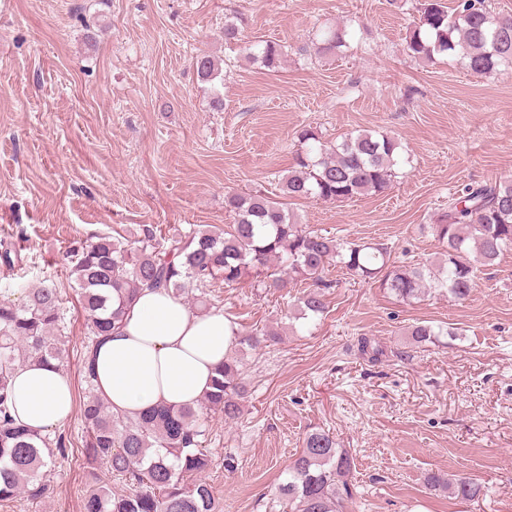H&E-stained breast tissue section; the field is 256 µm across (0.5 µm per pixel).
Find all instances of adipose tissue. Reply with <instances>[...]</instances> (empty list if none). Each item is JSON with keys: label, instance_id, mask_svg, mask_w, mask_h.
<instances>
[{"label": "adipose tissue", "instance_id": "adipose-tissue-1", "mask_svg": "<svg viewBox=\"0 0 512 512\" xmlns=\"http://www.w3.org/2000/svg\"><path fill=\"white\" fill-rule=\"evenodd\" d=\"M233 326L222 312H190L162 289L141 290L122 327L99 346L95 384L113 412L137 417L161 403L196 405L231 349ZM13 417L34 432L64 426L74 393L58 367L31 362L11 381Z\"/></svg>", "mask_w": 512, "mask_h": 512}]
</instances>
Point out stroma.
<instances>
[{
	"mask_svg": "<svg viewBox=\"0 0 512 512\" xmlns=\"http://www.w3.org/2000/svg\"><path fill=\"white\" fill-rule=\"evenodd\" d=\"M417 0H0V296L40 282L62 291L75 402L86 321L69 277L75 250L96 236L146 226L168 239L223 228L229 192L279 198L297 135L327 145L361 130L401 143L390 188L344 202L292 199L298 223L382 243L397 264L423 263L442 246L430 226L462 185L512 179V66L487 75L458 59L424 64L406 38ZM283 45L274 68L224 40V21ZM354 36L329 58L311 39L326 26ZM219 61L223 111L191 61ZM301 289L274 294L218 288L213 309L245 330H277L278 344L244 353L247 394L235 422L213 415L202 446L219 512H270L307 433L325 430L355 463L352 512H512V250L471 296L431 294L407 304L377 284L343 278L328 309L296 320ZM446 336L400 359L406 327ZM380 342L379 362L358 350ZM65 447L43 470L50 491L0 512H81L88 489L85 426L73 413L50 430ZM484 485L462 501L427 489L426 473Z\"/></svg>",
	"mask_w": 512,
	"mask_h": 512,
	"instance_id": "obj_1",
	"label": "stroma"
}]
</instances>
